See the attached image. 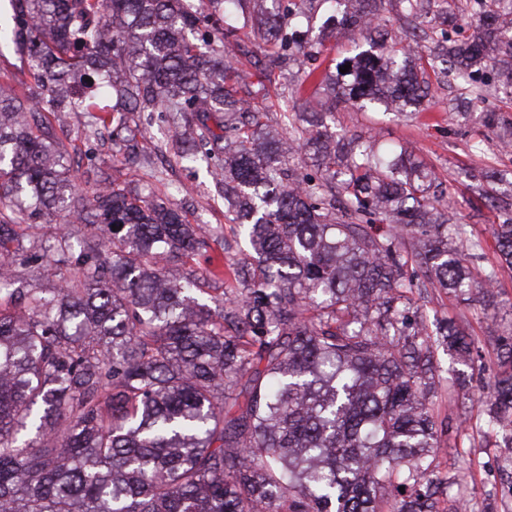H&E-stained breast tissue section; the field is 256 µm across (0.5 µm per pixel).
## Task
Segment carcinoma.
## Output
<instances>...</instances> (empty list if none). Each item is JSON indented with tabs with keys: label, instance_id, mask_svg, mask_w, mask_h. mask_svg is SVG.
<instances>
[{
	"label": "carcinoma",
	"instance_id": "obj_1",
	"mask_svg": "<svg viewBox=\"0 0 512 512\" xmlns=\"http://www.w3.org/2000/svg\"><path fill=\"white\" fill-rule=\"evenodd\" d=\"M244 2L10 0L0 47L26 57L40 92L0 87V512H476L448 504L455 477L436 449L451 425L432 397L437 350L464 363L480 350L415 305L430 288L493 303L512 214L495 230L498 264L478 268L483 240L448 223L427 168L325 126L273 132L226 51L244 21L269 65L317 60L298 22L313 0H255L246 16ZM357 2L339 25L366 36L384 0ZM469 6L468 35L420 28L437 56L383 42L338 80L308 67L293 93L313 87L323 111L420 112L430 75L480 97L491 68L512 96L499 23L512 0ZM47 112L112 130L123 165L148 164L129 114L167 125L177 159L207 163L251 250L233 281L190 265L207 232L164 201L105 176L77 198ZM38 223L53 230L26 241ZM74 223L102 238L75 247ZM17 263L58 286L25 287ZM500 331L482 423L512 465V321Z\"/></svg>",
	"mask_w": 512,
	"mask_h": 512
}]
</instances>
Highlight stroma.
<instances>
[{
  "label": "stroma",
  "instance_id": "stroma-1",
  "mask_svg": "<svg viewBox=\"0 0 512 512\" xmlns=\"http://www.w3.org/2000/svg\"><path fill=\"white\" fill-rule=\"evenodd\" d=\"M322 8H314L304 25L312 42H323V52L317 63L321 70L334 71L337 62L353 55L355 49H368V42L354 44L351 33L341 30L335 37L325 38ZM241 74L250 76L252 90L263 101L269 112V122L276 131H284L282 117L284 102L292 90L280 70L256 73L248 56L235 60ZM466 95L451 78L432 79L424 104V112L407 117L383 116L360 112L351 105L337 107L327 122L337 133L373 137L378 144L388 145L408 154L430 169L438 191L443 192L454 222L466 226L484 242V263L495 261L494 231L499 222L498 213L486 199L471 190L472 184L492 185L494 174L512 176V102L495 91H487L481 100L471 105L468 116H461L455 106ZM54 132L67 145L72 163L78 164L82 174L78 180L80 198L91 199L101 184L94 179L97 171L107 172L111 178L125 183L142 193L162 198L170 207L186 214L190 223L207 231L225 226L224 202L214 192V181L206 165H176L170 153L166 128H148L140 145L152 161V174L117 163L112 155L109 135L90 132L87 118L79 112L71 113L65 125L55 126ZM483 140V152H475L474 140ZM499 297L493 317L483 313V297L472 294L462 299L440 289L430 290L419 307L427 321L451 317L466 327L479 340L482 357L472 370L471 382L463 388H439L437 404L441 415L454 422H466L467 428L450 439L437 452L442 471L455 475L462 497L477 505L492 504L494 512H512V493H505V485L512 483V473L501 470L503 457L494 437L484 435L476 426L482 415L481 399L488 385L499 371L496 319L512 320V269L498 270ZM469 452L470 469L459 470L457 455Z\"/></svg>",
  "mask_w": 512,
  "mask_h": 512
}]
</instances>
